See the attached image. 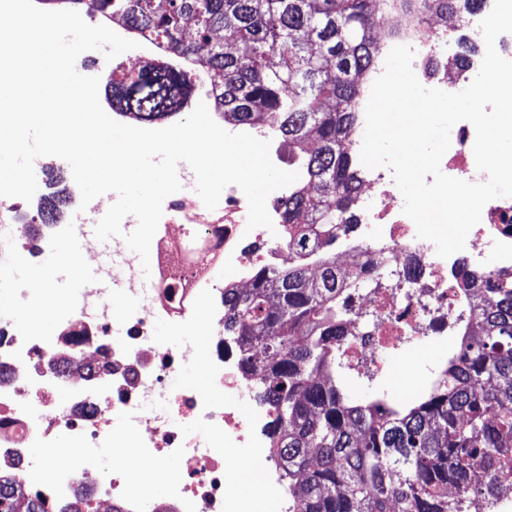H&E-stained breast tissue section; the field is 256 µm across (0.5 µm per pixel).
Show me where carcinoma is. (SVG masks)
Masks as SVG:
<instances>
[{
  "label": "carcinoma",
  "instance_id": "cac0c4a2",
  "mask_svg": "<svg viewBox=\"0 0 512 512\" xmlns=\"http://www.w3.org/2000/svg\"><path fill=\"white\" fill-rule=\"evenodd\" d=\"M44 2L119 18L200 66L224 118L264 121L288 139L299 179L282 224L296 262L257 266L249 290L224 288V335L241 369L262 380L289 512H491L512 485V281L462 269L459 291L478 330L459 328L424 395L361 396L341 382L339 353L361 273L337 266L333 253L357 223L350 147L383 11L470 13L482 0ZM192 90L188 71L166 64L108 83L112 106L141 120L185 108ZM61 203L39 209L42 223L56 222ZM14 509L13 483L0 479V512Z\"/></svg>",
  "mask_w": 512,
  "mask_h": 512
}]
</instances>
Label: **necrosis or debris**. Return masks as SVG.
Segmentation results:
<instances>
[{"label": "necrosis or debris", "mask_w": 512, "mask_h": 512, "mask_svg": "<svg viewBox=\"0 0 512 512\" xmlns=\"http://www.w3.org/2000/svg\"><path fill=\"white\" fill-rule=\"evenodd\" d=\"M474 12L464 32L428 23L419 41L406 29L400 44L415 51L413 70L426 87L456 93L475 78L485 54ZM469 122L451 130L441 160L444 174L485 181L476 168ZM357 197V239H343L338 256L376 288H362L351 313L345 347L348 360L375 375L390 371L391 355L412 354L428 344L438 321L461 301L457 280L474 264L512 277V197L489 201L470 232L467 254L442 258L433 243L416 236L403 212L404 198L389 168L362 169ZM287 189L269 198L272 228L248 229V203L237 186L225 188L215 209L181 191L168 197L151 242L155 282L148 304L122 310L104 302L95 312L56 311L53 334L37 322H0V473L23 495H39L47 512H66L73 501L88 512H238L240 470H247L274 512H288L282 470L268 451L269 406L254 395L257 378L245 375L224 337V287L251 286L258 264L252 243L264 245L270 261L287 265L282 244V204ZM207 312L198 321V309ZM177 331L207 337L204 348L170 346L156 334L159 320ZM204 359L206 387L175 386L181 369ZM67 395L57 404L56 393ZM112 448L103 469L93 449ZM238 449L229 458L225 449ZM146 462L167 488L155 502L151 481L124 467L128 452ZM178 456L177 471L165 469Z\"/></svg>", "instance_id": "obj_1"}]
</instances>
